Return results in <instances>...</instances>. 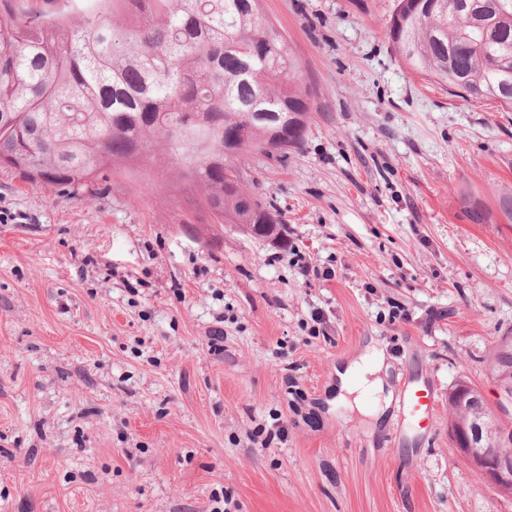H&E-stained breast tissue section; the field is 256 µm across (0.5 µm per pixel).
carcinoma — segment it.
<instances>
[{
	"label": "carcinoma",
	"instance_id": "1",
	"mask_svg": "<svg viewBox=\"0 0 512 512\" xmlns=\"http://www.w3.org/2000/svg\"><path fill=\"white\" fill-rule=\"evenodd\" d=\"M0 0V167L60 197L147 158L201 189L226 224L282 240L280 215L238 171L303 142L312 93L261 0ZM388 37L413 73L512 109V0H399ZM496 377L512 343L496 341Z\"/></svg>",
	"mask_w": 512,
	"mask_h": 512
}]
</instances>
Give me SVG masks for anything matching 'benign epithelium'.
I'll use <instances>...</instances> for the list:
<instances>
[{
	"label": "benign epithelium",
	"mask_w": 512,
	"mask_h": 512,
	"mask_svg": "<svg viewBox=\"0 0 512 512\" xmlns=\"http://www.w3.org/2000/svg\"><path fill=\"white\" fill-rule=\"evenodd\" d=\"M499 395L496 412L492 418L512 414V386L498 383ZM464 389L458 387L450 391L457 404L461 419L448 426L456 453L474 469L479 479L497 489L512 484V453L503 448L512 445V426L498 425L496 432L485 431L486 420L481 416L466 413L464 401L460 400Z\"/></svg>",
	"instance_id": "obj_1"
}]
</instances>
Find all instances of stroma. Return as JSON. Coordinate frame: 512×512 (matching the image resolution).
<instances>
[{"mask_svg": "<svg viewBox=\"0 0 512 512\" xmlns=\"http://www.w3.org/2000/svg\"><path fill=\"white\" fill-rule=\"evenodd\" d=\"M397 4L262 0L313 92L301 147L241 166L287 245L154 166L63 199L0 167V512H512L448 433L512 336V110L406 69ZM371 347L392 399L352 409ZM401 408L408 412L418 423L432 421L435 409L434 394L427 388L407 387L400 395Z\"/></svg>", "mask_w": 512, "mask_h": 512, "instance_id": "obj_1", "label": "stroma"}]
</instances>
